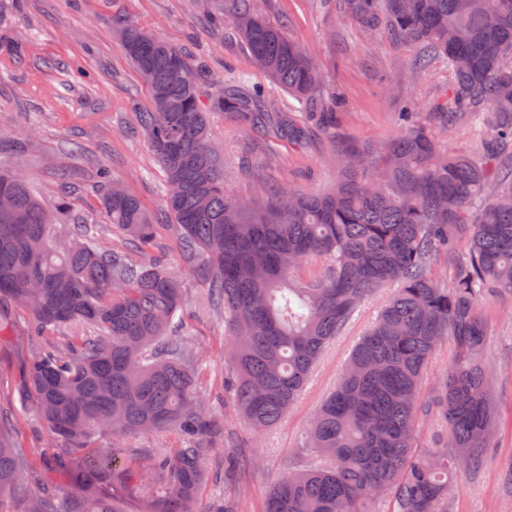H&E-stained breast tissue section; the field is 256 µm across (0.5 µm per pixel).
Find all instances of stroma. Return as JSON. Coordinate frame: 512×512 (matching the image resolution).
Returning <instances> with one entry per match:
<instances>
[{
  "mask_svg": "<svg viewBox=\"0 0 512 512\" xmlns=\"http://www.w3.org/2000/svg\"><path fill=\"white\" fill-rule=\"evenodd\" d=\"M223 5L224 0H0V128L6 131L0 165L21 170L48 208L67 202L58 216L60 237L72 225L89 224L97 229L99 249L118 246L101 205L103 168L151 212L165 208L163 172L139 126L138 110L147 106L149 93L124 50L120 27L155 33L212 74H243L252 84L267 85L233 26L213 25L211 15ZM254 6L298 42L326 89L335 92V133L327 135L315 115L282 90L271 91L270 106L293 126L291 136L253 131L232 114L211 113L224 184L240 199L261 201L273 186L330 190L339 176L338 154L400 135V114L408 105H417L422 124H436L433 107L447 100L450 75L438 63L412 69L416 47L389 28L365 30L340 0H254ZM159 243L184 282L183 332L197 355L199 387L212 396V409L223 415L236 448L252 460L240 473L242 510L262 512L287 462L310 463L302 443L311 417L388 294L380 292L361 306L282 422L259 434L224 407L223 314L209 304L204 283L187 269L172 233L161 231ZM483 310L484 360L495 375L503 425L480 473L463 478L451 512H512V486L504 480L512 473V293H491ZM46 345L35 336L29 311L0 305V414L24 464L46 473L64 497L74 489L51 461L71 450L22 391L29 364Z\"/></svg>",
  "mask_w": 512,
  "mask_h": 512,
  "instance_id": "obj_1",
  "label": "stroma"
}]
</instances>
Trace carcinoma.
<instances>
[{"label": "carcinoma", "instance_id": "obj_1", "mask_svg": "<svg viewBox=\"0 0 512 512\" xmlns=\"http://www.w3.org/2000/svg\"><path fill=\"white\" fill-rule=\"evenodd\" d=\"M229 2L225 19L255 64L298 101H316L321 76L299 44L252 0ZM347 8L364 28L383 23L420 46L413 68L435 59L448 67L443 128L462 114L492 113L478 155L446 150L416 123L378 147L348 148L327 193L278 188L243 201L224 186L208 113L270 129L281 120L268 96L234 75L204 107L201 71L129 25L122 41L148 88L140 128L162 166L164 212L116 194L107 177L103 205L123 246L101 251L81 227L59 250L52 213L0 169V193L13 196L0 209V303L27 308L41 337L92 329L58 337L30 363L26 393L37 412L72 448L107 434L182 436L147 460L120 447L73 458L67 468L80 495L60 502L0 424V512H124L130 498L137 512H198L200 487L218 476L224 497L209 512H240L231 489L239 457L224 455L220 474L205 465L204 442L229 440L178 330L181 277L154 256L169 215L186 266L224 314L227 386L236 415L257 433L283 420L361 305L392 289L312 417L303 448L316 463H288L263 512H448L458 477L479 472L501 428L493 372L480 362L481 306L490 291L512 292V0H348ZM444 341L448 367L426 396L424 377ZM424 424L433 435L426 446ZM24 486L36 491L21 498Z\"/></svg>", "mask_w": 512, "mask_h": 512}]
</instances>
